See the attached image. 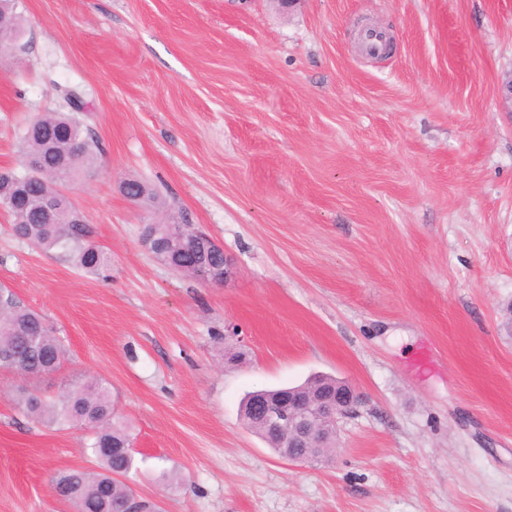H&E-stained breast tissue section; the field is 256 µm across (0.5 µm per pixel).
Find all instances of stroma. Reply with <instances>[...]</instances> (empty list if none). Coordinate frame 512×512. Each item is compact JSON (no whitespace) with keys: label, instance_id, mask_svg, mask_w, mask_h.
I'll return each mask as SVG.
<instances>
[{"label":"stroma","instance_id":"35a3bbf8","mask_svg":"<svg viewBox=\"0 0 512 512\" xmlns=\"http://www.w3.org/2000/svg\"><path fill=\"white\" fill-rule=\"evenodd\" d=\"M0 57V170L44 112L103 151L68 186L86 275L16 238L0 287L40 312L135 434L127 481L154 512H512V0H18ZM384 29L374 58L362 31ZM158 194L142 206L123 192ZM189 221L220 243V284L142 243ZM429 354L433 365L416 360ZM328 374L362 398L328 462L248 430L251 391ZM0 372V512H74L60 469H96L86 431L36 424ZM183 470L159 480V458Z\"/></svg>","mask_w":512,"mask_h":512}]
</instances>
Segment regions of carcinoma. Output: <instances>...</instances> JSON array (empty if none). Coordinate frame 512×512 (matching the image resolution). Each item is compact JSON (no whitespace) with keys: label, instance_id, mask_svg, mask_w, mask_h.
Masks as SVG:
<instances>
[{"label":"carcinoma","instance_id":"obj_1","mask_svg":"<svg viewBox=\"0 0 512 512\" xmlns=\"http://www.w3.org/2000/svg\"><path fill=\"white\" fill-rule=\"evenodd\" d=\"M15 29L16 15L9 5L5 13H0V41L13 40ZM23 141L29 159L41 161L43 168L0 175V205L13 217L14 234L44 251L70 250L79 268L91 275L102 274L110 266L111 257L89 241L87 226L71 219L65 209L58 214V223L48 224L42 211L46 200L59 197V185L92 172L101 151L99 142L89 137L74 117L63 112L37 117L25 129ZM127 186L126 196L133 201H154L142 183L129 181ZM152 228L157 230L160 242L154 255L174 271L197 279L206 273L221 277L224 254L207 250L205 256L199 255L205 236L198 241L189 238L187 224H148L145 230ZM44 320L40 313L22 305L9 289L0 288V353L19 355L16 371L34 381L59 370L69 359L65 340ZM340 384L332 376L315 375L296 386L254 391L241 407L244 424L280 454L288 447V441L259 422L253 412L256 397L274 398L287 392L305 395L316 390L334 395ZM14 401L25 416L37 423L84 426L92 431L86 449L96 460L98 470L62 469L53 476L54 484L65 485L66 500L77 512H127L134 491L113 474L126 477L135 468L134 453L129 451L133 434L115 412L108 383L94 378L75 381L55 398L21 387L15 390ZM105 448L112 449V453H104Z\"/></svg>","mask_w":512,"mask_h":512}]
</instances>
